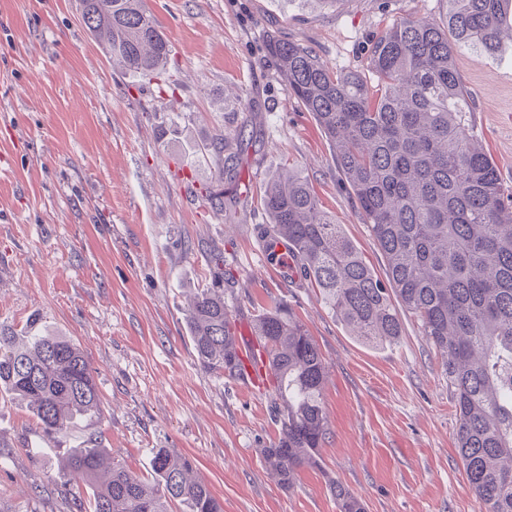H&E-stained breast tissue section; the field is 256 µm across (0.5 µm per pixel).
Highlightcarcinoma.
<instances>
[{"label":"carcinoma","instance_id":"obj_1","mask_svg":"<svg viewBox=\"0 0 512 512\" xmlns=\"http://www.w3.org/2000/svg\"><path fill=\"white\" fill-rule=\"evenodd\" d=\"M82 21L127 73H166L168 41L143 0H79ZM512 0H448L440 21L406 15L375 40L371 83L333 71L299 44L271 38L268 53L288 93L313 114L334 152L364 223L386 261V278L366 263L299 173L267 178L260 204L271 233L292 254L296 276L359 339L392 343L404 332L399 309L414 315L440 353L455 401L456 443L468 484L486 512H512V192L478 145L466 112L469 91L456 65L460 49L494 55ZM245 127L202 146L220 157L208 198L238 182ZM198 361L241 377L237 336L224 295L202 290L186 314ZM252 327L277 386L271 400L278 437L258 449L265 467L291 488L317 464L329 423L322 404V354L288 304L259 310ZM0 391L23 401L42 430L66 431L101 412L93 370L62 336H30L24 346L0 330ZM192 467L152 450L147 477L104 448H79L61 474L90 490L89 512H223ZM338 512H365L337 480Z\"/></svg>","mask_w":512,"mask_h":512}]
</instances>
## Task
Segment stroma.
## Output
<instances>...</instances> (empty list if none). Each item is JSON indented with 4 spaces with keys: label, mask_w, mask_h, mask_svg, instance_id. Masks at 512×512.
I'll list each match as a JSON object with an SVG mask.
<instances>
[{
    "label": "stroma",
    "mask_w": 512,
    "mask_h": 512,
    "mask_svg": "<svg viewBox=\"0 0 512 512\" xmlns=\"http://www.w3.org/2000/svg\"><path fill=\"white\" fill-rule=\"evenodd\" d=\"M146 4L172 49L159 82L112 66L79 0H0V329L79 345L102 407L50 436L0 396V512H86L88 487L60 479L78 448L109 449L138 474L153 449L188 457L224 512H337L332 479L366 512H484L456 448L442 358L418 321L404 315L391 344L358 340L316 289L266 267L254 233L268 221L262 184L288 163L384 274L331 146L267 45L297 42L332 70L365 74L377 35L411 13L442 19L444 0ZM456 66L476 104L468 120L512 190V32L497 54L464 51ZM172 123L177 133L161 136ZM240 124L252 137L247 190L217 207L196 194L217 164L199 147ZM206 287L223 289L239 323L287 303L323 356L329 435L291 488L258 453L278 435L268 392L197 359L185 314Z\"/></svg>",
    "instance_id": "obj_1"
}]
</instances>
